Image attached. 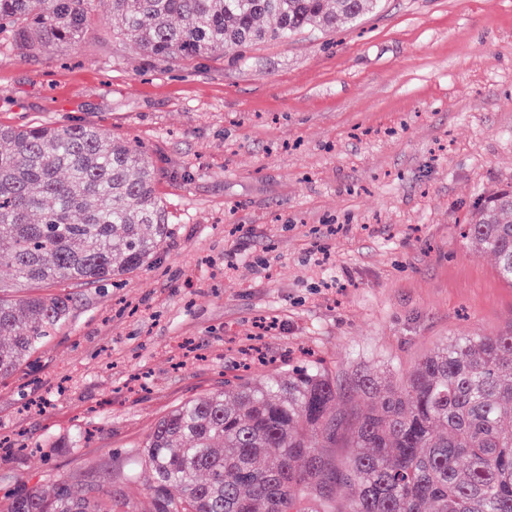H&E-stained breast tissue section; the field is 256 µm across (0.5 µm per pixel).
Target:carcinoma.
Here are the masks:
<instances>
[{
	"mask_svg": "<svg viewBox=\"0 0 512 512\" xmlns=\"http://www.w3.org/2000/svg\"><path fill=\"white\" fill-rule=\"evenodd\" d=\"M382 0H0L31 53L72 48L97 4L162 63L333 31ZM148 149L96 125H0V267L21 286L95 288L148 265L171 235ZM463 238L512 285V190L471 211ZM76 294L0 297V379L70 321ZM316 363L239 378L161 416L144 449L150 512H512V331L460 336L389 384ZM112 482L14 494L6 512H129Z\"/></svg>",
	"mask_w": 512,
	"mask_h": 512,
	"instance_id": "obj_1",
	"label": "carcinoma"
}]
</instances>
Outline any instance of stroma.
<instances>
[{
    "mask_svg": "<svg viewBox=\"0 0 512 512\" xmlns=\"http://www.w3.org/2000/svg\"><path fill=\"white\" fill-rule=\"evenodd\" d=\"M93 124L143 144L172 233L0 380V501L111 477L149 512L143 447L200 394L301 349L396 379L512 330V287L461 226L512 183V0H383L356 24L153 61L95 12L30 57L0 33V124Z\"/></svg>",
    "mask_w": 512,
    "mask_h": 512,
    "instance_id": "35a3bbf8",
    "label": "stroma"
}]
</instances>
